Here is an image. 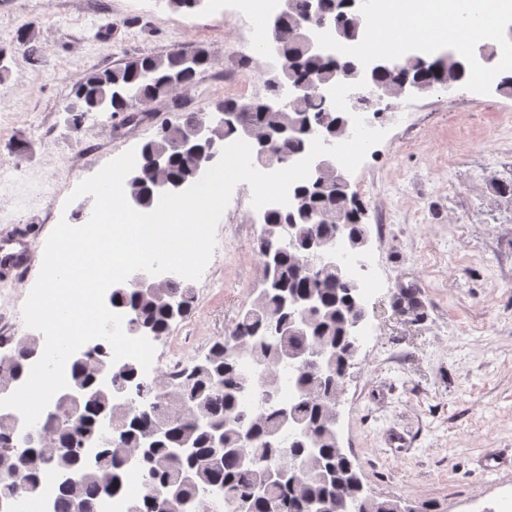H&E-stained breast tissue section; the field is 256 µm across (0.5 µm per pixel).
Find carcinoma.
<instances>
[{
	"label": "carcinoma",
	"instance_id": "1",
	"mask_svg": "<svg viewBox=\"0 0 512 512\" xmlns=\"http://www.w3.org/2000/svg\"><path fill=\"white\" fill-rule=\"evenodd\" d=\"M308 5V0H288V15L281 22L290 35L282 43L281 56L288 62L282 68L288 84L313 89L351 72L352 64L309 51L293 34L307 15ZM321 12L342 40L350 38L360 25L347 0H321ZM14 48L30 57L38 53L32 29L17 32ZM208 65L206 50L199 48L192 54L172 50L133 58L120 67L93 73L77 89L83 106L69 109L72 125L80 128L88 114L103 109L126 120L134 114L133 102L169 96L192 83ZM410 78H419L432 88L441 82L438 74L419 61L382 74L379 82L395 90ZM218 111L242 115L238 125L221 122L213 129L221 143L229 137L245 139L247 127L265 131L271 121L261 100L247 104L226 100ZM200 119V114L190 113L183 124L161 127L157 138L143 145L138 165L142 179L137 188L141 208L152 207L157 183L196 179L195 160L179 143L183 133ZM279 120L296 124L298 132L278 144L271 156L274 163H286L302 150L307 122L320 123L331 138L341 135V125L346 122L317 94L290 99L288 111L280 113ZM294 195L304 197L303 209L293 213L274 209L264 216L259 257L263 264L273 257L272 268L264 269V278L272 279L273 284L263 286L232 329L212 341L202 360L178 373L176 381L162 382L167 398L146 411L115 401L113 390L97 383L96 369L106 367L99 347L94 358L71 367L70 385L84 389V399L63 406L58 418L40 426L44 441L39 446L15 447L14 423L0 419L1 503L38 494L42 469L58 475L74 470L73 482H59L56 512H76L78 503L94 509L100 495H113L124 488V464L127 455L134 454L148 485L146 494L136 500L138 512H188V505H202L203 497L215 489L224 492L223 512H239L241 504L245 512H344L340 507L343 497L361 502L366 512H399L401 499L367 494L353 461L336 455L329 412L353 358L352 337L342 328V317L348 311L347 291L341 281L308 273L302 253L315 238L360 234L366 227L365 206L359 199L336 206L344 192L336 186L331 168L318 181L299 185ZM281 224L295 228L291 248L276 242L274 233ZM290 291L313 298L323 310L315 326L303 334L288 329L283 300ZM195 302L194 290L176 280L112 295L114 307L132 311L129 324L147 326L157 337L170 330L176 318H186ZM273 317L281 320L282 334L263 345L255 344L265 336ZM36 345L34 337L17 343L9 379H18ZM313 345L324 352L323 368L288 370V360ZM245 358L267 365V370L255 377L243 369ZM287 371L295 392L291 401L282 408L260 405L252 413L244 412L240 399L246 389L256 382L261 387L275 386ZM138 376V367L131 362L113 371L112 382L127 385L138 381ZM290 421L304 427L305 438L288 435ZM109 426L119 430L112 444L104 436ZM17 454L26 459L21 470L12 461ZM286 454L310 464L314 477L295 480L279 473L277 462Z\"/></svg>",
	"mask_w": 512,
	"mask_h": 512
}]
</instances>
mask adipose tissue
I'll use <instances>...</instances> for the list:
<instances>
[{
  "instance_id": "1",
  "label": "adipose tissue",
  "mask_w": 512,
  "mask_h": 512,
  "mask_svg": "<svg viewBox=\"0 0 512 512\" xmlns=\"http://www.w3.org/2000/svg\"><path fill=\"white\" fill-rule=\"evenodd\" d=\"M512 0H394V28L405 41L430 51L449 38L492 37L495 23Z\"/></svg>"
}]
</instances>
